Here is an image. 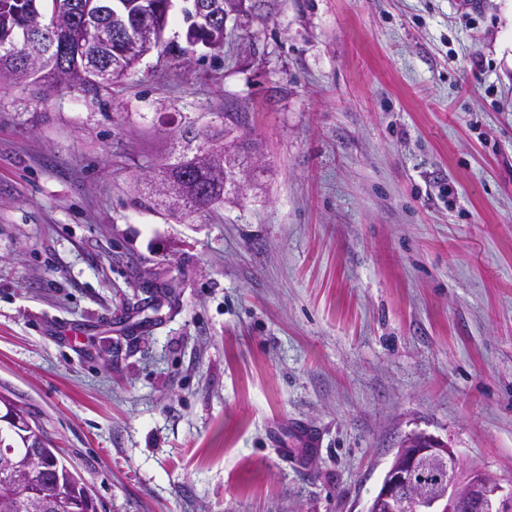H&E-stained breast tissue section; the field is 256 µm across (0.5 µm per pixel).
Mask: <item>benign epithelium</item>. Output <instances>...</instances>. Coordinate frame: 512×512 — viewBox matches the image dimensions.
Segmentation results:
<instances>
[{"instance_id": "benign-epithelium-1", "label": "benign epithelium", "mask_w": 512, "mask_h": 512, "mask_svg": "<svg viewBox=\"0 0 512 512\" xmlns=\"http://www.w3.org/2000/svg\"><path fill=\"white\" fill-rule=\"evenodd\" d=\"M254 11V0H236L235 6L224 0H193L188 9L187 24L203 40H188L184 56L201 43L209 48L223 45L226 24L230 18L241 20ZM168 13L155 9L144 14L135 37L126 36L127 28L121 12L112 14V25L95 30L98 43L112 47L108 68L121 70L129 56L142 59L166 45ZM41 16L32 17L27 40L18 57L32 63V47L37 33L43 31ZM424 473L438 475L425 480ZM366 512H512V482L504 487L502 480L482 467L466 466L448 442L418 432L405 438L396 448L377 493Z\"/></svg>"}]
</instances>
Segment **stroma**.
Returning <instances> with one entry per match:
<instances>
[{"mask_svg":"<svg viewBox=\"0 0 512 512\" xmlns=\"http://www.w3.org/2000/svg\"><path fill=\"white\" fill-rule=\"evenodd\" d=\"M512 0H283L101 98L0 86V395L98 512H365L402 437L512 479ZM243 112L256 181L133 198ZM198 137L199 133L192 125H185L179 136H176L177 145H173L162 162L153 167V179L184 185L186 198L182 207L179 210L173 209L171 205L159 200L151 191L141 194L135 204L148 210H164L173 215L184 216H203L214 209L213 202L224 196V175L218 179L209 169L196 165L193 143Z\"/></svg>","mask_w":512,"mask_h":512,"instance_id":"35a3bbf8","label":"stroma"}]
</instances>
